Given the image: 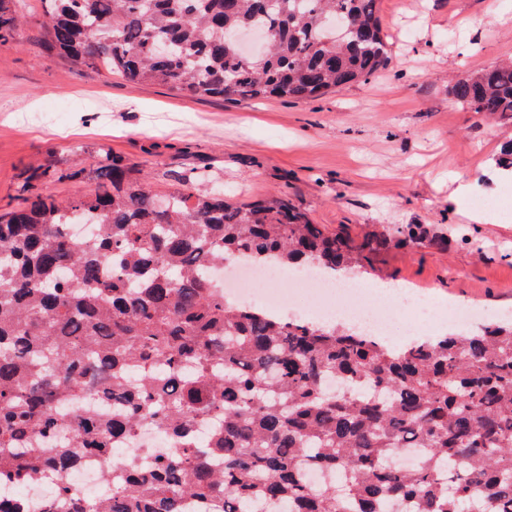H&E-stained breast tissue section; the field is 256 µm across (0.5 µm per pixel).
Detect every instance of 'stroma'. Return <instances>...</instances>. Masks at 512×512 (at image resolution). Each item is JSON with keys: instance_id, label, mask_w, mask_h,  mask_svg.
Instances as JSON below:
<instances>
[{"instance_id": "obj_1", "label": "stroma", "mask_w": 512, "mask_h": 512, "mask_svg": "<svg viewBox=\"0 0 512 512\" xmlns=\"http://www.w3.org/2000/svg\"><path fill=\"white\" fill-rule=\"evenodd\" d=\"M28 22L0 46V212L40 166L75 173L33 193L89 195L111 155L142 169L153 190L206 172L239 203L283 196L311 221L381 247L370 281L394 280L436 300L512 318V223L471 224L474 197L500 199L488 173L512 117L461 108L455 74L512 59V0H379L388 66L318 98L198 99L106 71L76 73L44 49L40 0H14ZM475 194L453 200L459 182ZM419 224L424 239L400 243Z\"/></svg>"}]
</instances>
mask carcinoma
<instances>
[{
  "mask_svg": "<svg viewBox=\"0 0 512 512\" xmlns=\"http://www.w3.org/2000/svg\"><path fill=\"white\" fill-rule=\"evenodd\" d=\"M46 49L82 73L107 69L195 98L309 99L389 62L378 0H42ZM26 22L0 0V45ZM269 32L244 61L232 34ZM172 47L168 54L157 43ZM449 93L512 113V61L456 76ZM94 193L25 198L0 215V482L67 476L108 460L145 421L179 444L144 472L129 460L90 505L58 485L43 512H512V325L422 338L403 348L342 324L269 315L224 299L209 276L229 258L347 276L383 246L355 245L285 197L224 200L206 178L164 195L105 156ZM73 179L39 167L25 179ZM102 225L92 243L64 225ZM97 393L94 409L60 410ZM200 419L215 424L192 445ZM403 448L419 456L400 467ZM338 481L307 484L301 465Z\"/></svg>",
  "mask_w": 512,
  "mask_h": 512,
  "instance_id": "carcinoma-1",
  "label": "carcinoma"
}]
</instances>
